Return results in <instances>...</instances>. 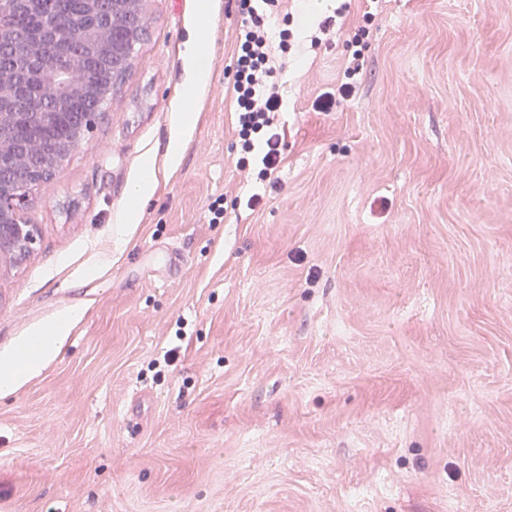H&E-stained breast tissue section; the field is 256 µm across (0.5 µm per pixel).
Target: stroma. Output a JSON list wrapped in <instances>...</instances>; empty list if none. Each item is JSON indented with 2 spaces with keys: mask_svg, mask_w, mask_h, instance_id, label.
I'll return each mask as SVG.
<instances>
[{
  "mask_svg": "<svg viewBox=\"0 0 512 512\" xmlns=\"http://www.w3.org/2000/svg\"><path fill=\"white\" fill-rule=\"evenodd\" d=\"M312 2L276 56L273 188L236 165V0L203 30L195 0H146L148 42L0 264V354L82 311L0 395V512H512V0ZM185 56L189 72L186 94L187 97L194 98L209 85L210 71L206 61V54L201 49V42L199 40L193 41L187 47ZM192 126V113L185 112L184 109L180 110L176 115L168 144V162L170 166H175L179 162L184 139ZM156 182L154 167L145 162L141 165L138 174L129 187L128 192V213L134 217L141 204L149 198Z\"/></svg>",
  "mask_w": 512,
  "mask_h": 512,
  "instance_id": "35a3bbf8",
  "label": "stroma"
}]
</instances>
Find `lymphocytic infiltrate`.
<instances>
[{
	"instance_id": "1",
	"label": "lymphocytic infiltrate",
	"mask_w": 512,
	"mask_h": 512,
	"mask_svg": "<svg viewBox=\"0 0 512 512\" xmlns=\"http://www.w3.org/2000/svg\"><path fill=\"white\" fill-rule=\"evenodd\" d=\"M283 0H237L240 23L235 31L232 91L238 114L242 157L239 168L256 167L259 180H270L283 162V138L275 117L283 99L272 81L269 48L278 44L288 50L292 32L275 29L272 19L282 10Z\"/></svg>"
}]
</instances>
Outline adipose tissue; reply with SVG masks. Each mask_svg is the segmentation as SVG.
<instances>
[{
    "label": "adipose tissue",
    "instance_id": "adipose-tissue-1",
    "mask_svg": "<svg viewBox=\"0 0 512 512\" xmlns=\"http://www.w3.org/2000/svg\"><path fill=\"white\" fill-rule=\"evenodd\" d=\"M79 310L64 312L48 325L35 329L12 353L0 359V391H12L25 377L37 372L66 337Z\"/></svg>",
    "mask_w": 512,
    "mask_h": 512
}]
</instances>
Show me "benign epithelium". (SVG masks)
<instances>
[{"mask_svg":"<svg viewBox=\"0 0 512 512\" xmlns=\"http://www.w3.org/2000/svg\"><path fill=\"white\" fill-rule=\"evenodd\" d=\"M41 74L47 80L48 90L66 101L67 95L86 81V71L81 63L62 67L51 58L39 62ZM23 86L11 72L0 71V262L19 263L27 258L36 235L33 225L23 219V211L32 189L56 178L61 166L50 165L42 170L31 171L18 164L15 152L8 147L21 142L26 126L46 124L53 117L70 122L72 113L12 111Z\"/></svg>","mask_w":512,"mask_h":512,"instance_id":"obj_1","label":"benign epithelium"}]
</instances>
